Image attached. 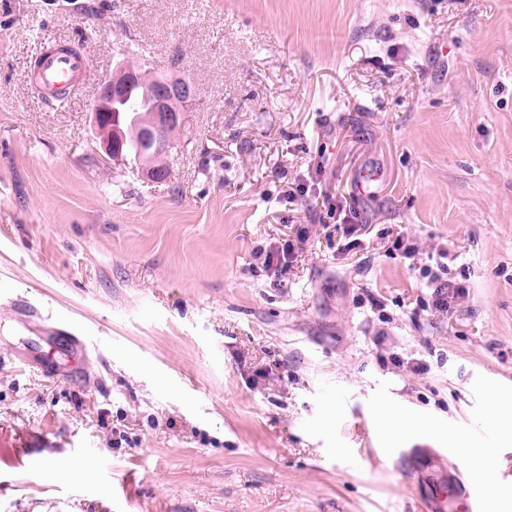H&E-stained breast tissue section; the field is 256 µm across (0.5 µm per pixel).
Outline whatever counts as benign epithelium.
Here are the masks:
<instances>
[{"mask_svg": "<svg viewBox=\"0 0 512 512\" xmlns=\"http://www.w3.org/2000/svg\"><path fill=\"white\" fill-rule=\"evenodd\" d=\"M133 85L141 88L144 97L151 101V118L126 132L119 113L112 111V103L123 99ZM197 97V87L189 77L167 76L155 68L146 75L141 68L127 61L120 62L100 80L91 107L94 135L104 154L113 161L124 160L123 146L129 135L151 143V152L143 154L139 163L148 178L165 181L170 176L165 158L174 148L165 135L169 129L181 125L185 107Z\"/></svg>", "mask_w": 512, "mask_h": 512, "instance_id": "benign-epithelium-1", "label": "benign epithelium"}]
</instances>
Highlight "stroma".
Listing matches in <instances>:
<instances>
[{
    "label": "stroma",
    "mask_w": 512,
    "mask_h": 512,
    "mask_svg": "<svg viewBox=\"0 0 512 512\" xmlns=\"http://www.w3.org/2000/svg\"><path fill=\"white\" fill-rule=\"evenodd\" d=\"M48 44L92 63L62 109ZM130 48L199 90L163 182L90 127ZM62 324L84 358L21 363ZM508 412L512 0H0V512H427L449 433L512 476ZM445 253H441L439 255V259H436V267L438 269V271L440 272L437 273V272H432V269H431V266H427V271H426V277L429 278V281L431 284H436L435 288L434 289V293H436L437 295V301H436V307L438 310H444V309H447L448 308V294L446 295V293L444 292L445 288H450L448 287V280H446L445 282H442V274H447L448 273V266L446 264H444V262L441 261L442 258H446L448 259V257L444 256ZM438 283V284H437ZM447 297V298H445Z\"/></svg>",
    "instance_id": "obj_1"
}]
</instances>
